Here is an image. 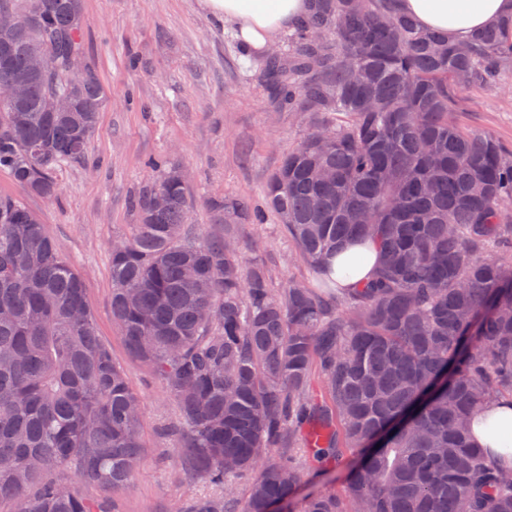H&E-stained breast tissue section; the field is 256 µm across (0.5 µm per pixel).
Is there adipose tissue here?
<instances>
[{
    "instance_id": "obj_1",
    "label": "adipose tissue",
    "mask_w": 512,
    "mask_h": 512,
    "mask_svg": "<svg viewBox=\"0 0 512 512\" xmlns=\"http://www.w3.org/2000/svg\"><path fill=\"white\" fill-rule=\"evenodd\" d=\"M204 6L231 22L240 41L257 53L267 51L282 30L309 12V0H204ZM400 8L423 27L464 40L512 15V0H401ZM492 424L498 427V435L489 432ZM511 429L512 402L499 400L477 411L472 436L478 447L487 449L489 460L506 467L512 460L501 449Z\"/></svg>"
}]
</instances>
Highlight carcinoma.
Here are the masks:
<instances>
[{
    "instance_id": "obj_1",
    "label": "carcinoma",
    "mask_w": 512,
    "mask_h": 512,
    "mask_svg": "<svg viewBox=\"0 0 512 512\" xmlns=\"http://www.w3.org/2000/svg\"><path fill=\"white\" fill-rule=\"evenodd\" d=\"M29 2L0 0L16 18L0 27V86H24L0 100V169L51 198L61 165L85 156L102 89L70 70L82 0ZM293 44L267 68L308 128L264 207L318 283L275 288L244 255L236 229L260 219L246 199L212 198L224 233L194 236L187 181L165 160L150 161L137 223L111 245L112 320L178 407L164 435L219 489L176 512H268L304 479L301 448L311 466L353 456L342 490L303 512H512V469L470 438L476 407L512 398V148L453 118L468 90L512 73V16L454 43L398 0H311ZM58 96L69 111L52 110ZM365 238L379 270L342 288L329 260ZM142 418L82 277L20 199L0 196V503L107 512L78 484L131 486Z\"/></svg>"
}]
</instances>
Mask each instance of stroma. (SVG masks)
I'll list each match as a JSON object with an SVG mask.
<instances>
[{"label":"stroma","instance_id":"obj_1","mask_svg":"<svg viewBox=\"0 0 512 512\" xmlns=\"http://www.w3.org/2000/svg\"><path fill=\"white\" fill-rule=\"evenodd\" d=\"M84 62L104 88L99 124L82 161L61 167L53 198L28 195L0 171V195L13 196L44 224L58 252L82 276L99 339L111 350L143 400V460L132 487L115 498L117 512H173L180 499L211 495L184 460L173 457L162 432L176 406L145 364L125 347L111 311L109 245L136 221L133 200L155 179L151 157L188 173L190 222L209 236L224 227L208 201L232 194L261 201L264 188L305 126L271 97L262 73L266 55L246 51L233 24L213 16L203 0H83ZM464 125L512 145V75L497 89L467 92ZM243 252L260 253L278 280L314 281L274 215L237 230ZM345 464L326 465L300 485L289 505L341 490Z\"/></svg>","mask_w":512,"mask_h":512}]
</instances>
